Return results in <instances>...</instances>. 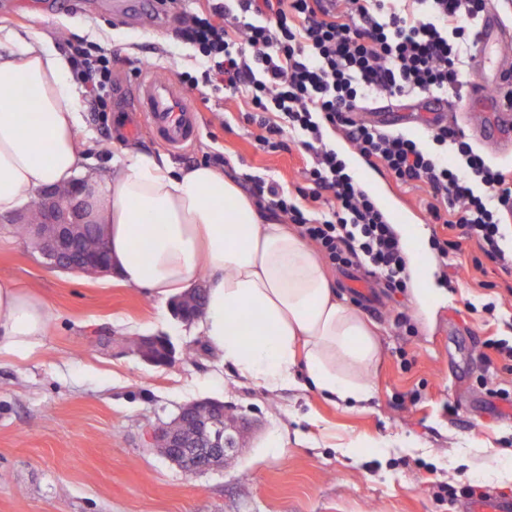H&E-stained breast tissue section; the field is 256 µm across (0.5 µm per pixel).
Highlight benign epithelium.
Here are the masks:
<instances>
[{
  "mask_svg": "<svg viewBox=\"0 0 512 512\" xmlns=\"http://www.w3.org/2000/svg\"><path fill=\"white\" fill-rule=\"evenodd\" d=\"M43 213L40 224L30 226L29 235L49 261L61 270H75L88 275L107 271L105 248L79 246L78 228L84 223L85 200L81 187L71 191L46 190L31 204ZM203 289L197 288L176 300L189 302L175 318L193 322L203 311ZM136 352L151 365H167L174 359L171 343L161 336H143L136 342ZM245 423L238 421L224 407V402L201 399L180 407L167 424L150 430L147 443L160 451L184 472L197 474L224 464L226 457L242 448Z\"/></svg>",
  "mask_w": 512,
  "mask_h": 512,
  "instance_id": "1",
  "label": "benign epithelium"
}]
</instances>
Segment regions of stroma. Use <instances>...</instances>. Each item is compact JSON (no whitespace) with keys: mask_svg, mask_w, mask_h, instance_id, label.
Wrapping results in <instances>:
<instances>
[{"mask_svg":"<svg viewBox=\"0 0 512 512\" xmlns=\"http://www.w3.org/2000/svg\"><path fill=\"white\" fill-rule=\"evenodd\" d=\"M0 25L39 30L58 52L93 42L115 58L109 112H84L81 144L90 168L115 175L129 149L165 155L174 168L207 163L220 153L234 181L266 174L288 190L303 185L299 149L268 153L256 146L237 99L224 94L188 103L198 112L196 140L167 149L145 129L127 132L120 101L147 64L173 76L202 69L177 22L135 0H0ZM474 244L454 266L432 258L427 295L376 294L379 312L363 316L382 358L369 381L366 408L349 410L313 389L267 392L200 346L199 332L173 318L138 288L105 274L51 268L0 220V277L40 294L52 315L34 357H0V512H448L433 481L472 482L512 495V410L483 387L512 390V373L483 358L490 338H512V275L495 264L475 268ZM496 301L494 314L480 312ZM407 314L410 336L393 320ZM167 337L168 366L142 361L131 343ZM213 398L256 424L222 468L184 473L148 447V428L169 421L188 402ZM360 447L346 455L347 444Z\"/></svg>","mask_w":512,"mask_h":512,"instance_id":"stroma-1","label":"stroma"}]
</instances>
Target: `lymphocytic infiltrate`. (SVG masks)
Instances as JSON below:
<instances>
[{
    "instance_id": "lymphocytic-infiltrate-1",
    "label": "lymphocytic infiltrate",
    "mask_w": 512,
    "mask_h": 512,
    "mask_svg": "<svg viewBox=\"0 0 512 512\" xmlns=\"http://www.w3.org/2000/svg\"><path fill=\"white\" fill-rule=\"evenodd\" d=\"M489 0H163L179 21V38L206 68L179 73L187 90L205 86L239 99L255 142L307 154L303 187L285 189L264 175L246 178L260 211L296 225L329 264L378 276L390 293L410 284L407 245L329 138L342 134L355 154L384 168L397 186L425 188L424 216L449 237L437 255L453 265L466 241L512 274V165L497 164L456 122L419 131L365 121L373 100L465 92L479 21ZM73 68L92 91L93 111L108 109L114 82L104 49L69 47Z\"/></svg>"
}]
</instances>
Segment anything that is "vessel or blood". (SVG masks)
<instances>
[{
  "label": "vessel or blood",
  "mask_w": 512,
  "mask_h": 512,
  "mask_svg": "<svg viewBox=\"0 0 512 512\" xmlns=\"http://www.w3.org/2000/svg\"><path fill=\"white\" fill-rule=\"evenodd\" d=\"M512 82V23L505 19L502 0H492L481 18L474 42L469 93V112L484 116L489 135L512 141V99L505 94ZM123 109L136 113L151 136L161 144L180 148L192 143L197 120L186 93L176 79L144 67ZM463 512H512V496L486 491L464 499Z\"/></svg>",
  "instance_id": "vessel-or-blood-1"
}]
</instances>
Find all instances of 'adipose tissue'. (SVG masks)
<instances>
[{
    "mask_svg": "<svg viewBox=\"0 0 512 512\" xmlns=\"http://www.w3.org/2000/svg\"><path fill=\"white\" fill-rule=\"evenodd\" d=\"M0 219L37 188L81 184L102 226L111 269L166 303L204 282L198 328L222 362L270 392L306 383L346 403L367 400L381 345L360 311L341 301L314 249L208 165L173 170L162 155L126 151L103 179L77 147L82 90L69 60L41 34L0 26ZM46 300L0 278V354L26 359L44 345Z\"/></svg>",
    "mask_w": 512,
    "mask_h": 512,
    "instance_id": "adipose-tissue-1",
    "label": "adipose tissue"
}]
</instances>
